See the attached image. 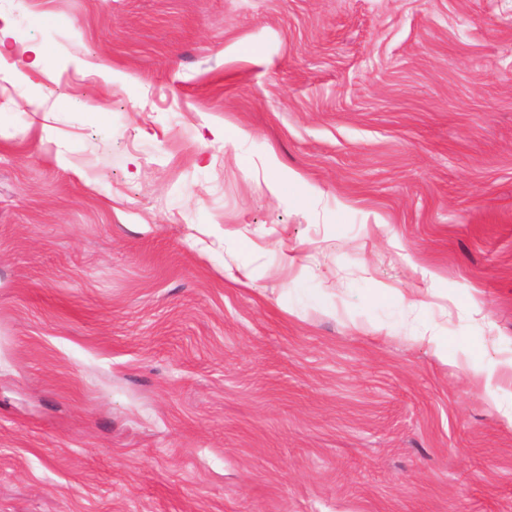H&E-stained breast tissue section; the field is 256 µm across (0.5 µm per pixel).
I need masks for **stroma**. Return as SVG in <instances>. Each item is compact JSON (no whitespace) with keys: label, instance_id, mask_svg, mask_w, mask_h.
I'll list each match as a JSON object with an SVG mask.
<instances>
[{"label":"stroma","instance_id":"1","mask_svg":"<svg viewBox=\"0 0 512 512\" xmlns=\"http://www.w3.org/2000/svg\"><path fill=\"white\" fill-rule=\"evenodd\" d=\"M510 358L512 0H0V512H512Z\"/></svg>","mask_w":512,"mask_h":512}]
</instances>
